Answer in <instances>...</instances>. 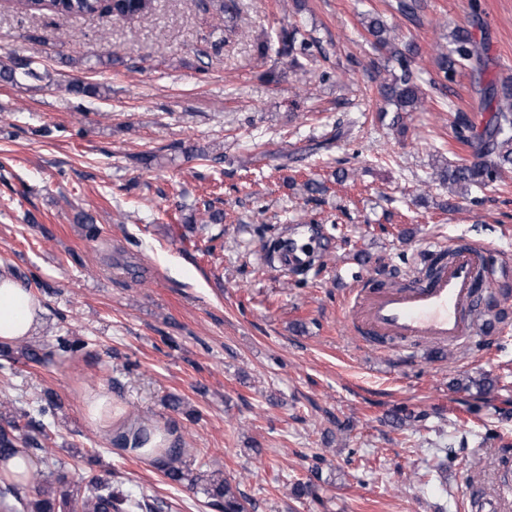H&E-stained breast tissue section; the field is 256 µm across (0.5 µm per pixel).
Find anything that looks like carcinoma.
I'll return each instance as SVG.
<instances>
[{
    "mask_svg": "<svg viewBox=\"0 0 512 512\" xmlns=\"http://www.w3.org/2000/svg\"><path fill=\"white\" fill-rule=\"evenodd\" d=\"M27 10L50 9L60 14L91 15L124 19L144 12L150 0H20ZM420 0H397L396 11L411 22L419 20ZM364 27L373 38L377 49L386 51L384 70L387 77L379 83L381 97L395 108L392 125H399L402 113L412 112L422 104L423 92L414 70V59L418 54L411 41L400 40L391 35L390 28L377 15H367ZM276 55L287 59L299 70L322 54L320 41L308 35L301 26L290 24L277 35ZM437 64L444 80L452 82L458 69L469 67L479 75L486 72V63L481 46L471 32L459 26L451 32L448 50H438ZM480 106L492 113L482 136L474 146L480 156L478 163H445L436 168L439 180L448 187L466 189L471 186H487L496 182L505 169H512V84L489 81L479 89ZM453 129L456 137L469 142L471 120L459 113ZM288 246L281 239L261 241L266 261L274 263L280 251ZM54 408L50 399L31 411L4 419L0 426V466L10 467L16 457L40 458L45 470L24 475L15 474L13 480L0 479V512H161L165 504L154 500L148 502L131 494L112 489V482L101 475H93L85 487L71 483L60 473L62 465L48 455L41 437L45 436L47 423L43 417ZM185 448H163L155 456L156 462L166 478L172 482H188L198 488L221 512H246L247 500L234 490L225 477L202 479L192 474Z\"/></svg>",
    "mask_w": 512,
    "mask_h": 512,
    "instance_id": "carcinoma-1",
    "label": "carcinoma"
}]
</instances>
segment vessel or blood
<instances>
[{
  "mask_svg": "<svg viewBox=\"0 0 512 512\" xmlns=\"http://www.w3.org/2000/svg\"><path fill=\"white\" fill-rule=\"evenodd\" d=\"M488 246L458 248L436 277L414 266L406 288L394 289L367 277L346 292L353 327L368 336L405 343H458L473 337L474 300L490 282Z\"/></svg>",
  "mask_w": 512,
  "mask_h": 512,
  "instance_id": "vessel-or-blood-1",
  "label": "vessel or blood"
}]
</instances>
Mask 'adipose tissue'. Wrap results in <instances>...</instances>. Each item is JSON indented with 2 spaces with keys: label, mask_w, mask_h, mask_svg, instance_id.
I'll use <instances>...</instances> for the list:
<instances>
[{
  "label": "adipose tissue",
  "mask_w": 512,
  "mask_h": 512,
  "mask_svg": "<svg viewBox=\"0 0 512 512\" xmlns=\"http://www.w3.org/2000/svg\"><path fill=\"white\" fill-rule=\"evenodd\" d=\"M42 304L36 294L0 270V342L31 339L40 325Z\"/></svg>",
  "instance_id": "adipose-tissue-1"
}]
</instances>
